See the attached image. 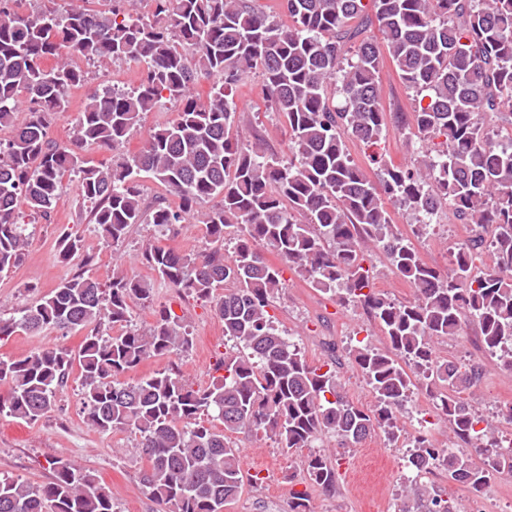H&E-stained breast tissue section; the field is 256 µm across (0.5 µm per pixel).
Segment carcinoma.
Listing matches in <instances>:
<instances>
[{"label":"carcinoma","instance_id":"obj_1","mask_svg":"<svg viewBox=\"0 0 512 512\" xmlns=\"http://www.w3.org/2000/svg\"><path fill=\"white\" fill-rule=\"evenodd\" d=\"M17 2L0 0V130L11 131L0 144V277L20 267L30 247L18 200L52 223L72 172L102 240L117 252L134 225H153L158 240L142 247V263L179 294L216 299L224 337L238 351L217 362L220 375L206 387L193 388L172 369L125 379L153 357L188 350L193 336L165 306L148 332L131 328V302L151 301L153 288L118 260L105 284L73 274L0 317V337L84 332L76 352L57 345L1 357L0 384L10 392L0 415L46 416L78 364L86 423L138 437L147 462L140 483L162 512H224L243 488L240 451L229 438L241 430L308 450L303 480L334 493L335 466L313 448L326 434L348 449L379 434L399 441L400 412L418 387L461 450L421 434L409 460L414 469L442 471L471 494L512 473V442L503 445L458 397L475 371L438 356L432 344L473 319L484 349L512 372V0H283L286 26L248 0H152L149 19L134 12L135 0H111L105 11L81 0L63 15L23 14ZM49 55L56 62L45 70L40 61ZM77 55L144 70L131 91L97 89L70 142L59 145L48 131L68 107L70 88L85 81ZM386 58L413 92L409 122L385 112L378 73ZM255 72L271 110L288 124L286 158L234 132L233 88ZM201 74L218 77L204 97L194 92ZM332 84L337 101L328 95ZM22 96L31 104L23 121ZM164 100L180 112L153 129L138 153L85 165V147L117 150L140 115ZM390 124L426 147L412 164L394 166L375 151ZM349 137L372 150L382 179L356 164ZM143 173L180 205L161 202L145 214ZM214 199L203 213L204 248L185 253L160 244ZM391 205L414 217L415 237L444 207L460 223L487 229L492 265L472 272L480 238L459 245L447 272L428 265ZM230 228L236 242L227 254ZM376 250L414 288L413 301L376 290L366 267ZM267 253L340 303L362 307L383 330L387 351L362 342L348 352L376 395L373 407L347 399L335 352L311 364L275 325L272 298L284 282ZM49 469L50 480L38 486L1 476L0 512H116L92 471L62 458ZM410 493L424 499L426 512H463L460 499L422 484Z\"/></svg>","mask_w":512,"mask_h":512}]
</instances>
